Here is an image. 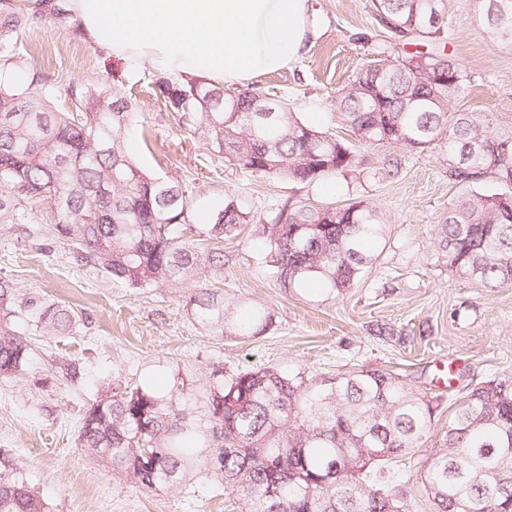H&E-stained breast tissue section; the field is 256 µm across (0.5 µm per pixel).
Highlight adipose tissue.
Segmentation results:
<instances>
[{
    "instance_id": "adipose-tissue-1",
    "label": "adipose tissue",
    "mask_w": 512,
    "mask_h": 512,
    "mask_svg": "<svg viewBox=\"0 0 512 512\" xmlns=\"http://www.w3.org/2000/svg\"><path fill=\"white\" fill-rule=\"evenodd\" d=\"M112 55L213 83L288 65L307 33V0H67Z\"/></svg>"
}]
</instances>
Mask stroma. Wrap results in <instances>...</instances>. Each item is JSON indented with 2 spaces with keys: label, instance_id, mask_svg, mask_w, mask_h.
Segmentation results:
<instances>
[{
  "label": "stroma",
  "instance_id": "stroma-1",
  "mask_svg": "<svg viewBox=\"0 0 512 512\" xmlns=\"http://www.w3.org/2000/svg\"><path fill=\"white\" fill-rule=\"evenodd\" d=\"M309 32L287 66L225 84L229 94L255 91L289 103L316 129L336 127L334 100L367 61L400 52L397 35L378 18L373 0H308ZM447 51L471 78L452 106L512 115V50L482 31L477 0H447ZM52 83L94 81L132 93L139 121L126 133L133 162L146 174L196 184L194 214L213 213L235 198L251 223L224 241V270L211 289L238 323L265 310L264 331L221 336L193 319L195 281L132 288L97 266L44 224H0V277L20 294L69 303L82 320L70 336L31 335L29 367L0 376V476L23 474L50 512H241L232 490L202 471L168 489L145 491L103 461L86 457L80 418L102 386L121 381L175 396L197 417L219 374L275 366L283 374L331 376L352 370L395 372L414 391L436 397L432 431L441 434L449 407L474 385L512 374V285L478 288L453 276L439 250L437 224L462 186L448 180L442 155L399 145L367 147L363 171L310 184H290L228 165L199 133L145 93L156 67L112 55L85 36L37 16L16 46ZM401 157L398 178L379 174ZM360 201L387 218L385 247L353 288L336 293L319 281L280 288L262 262L261 223L287 203ZM430 447L394 462L412 512H435L424 484Z\"/></svg>",
  "mask_w": 512,
  "mask_h": 512
}]
</instances>
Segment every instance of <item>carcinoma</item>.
<instances>
[{"instance_id":"1","label":"carcinoma","mask_w":512,"mask_h":512,"mask_svg":"<svg viewBox=\"0 0 512 512\" xmlns=\"http://www.w3.org/2000/svg\"><path fill=\"white\" fill-rule=\"evenodd\" d=\"M486 36L512 47V0H480ZM55 22L79 31L63 5L40 0ZM395 33L428 44L411 55L369 62L336 97V122L368 146L383 143L447 156L448 179L466 187L438 221L448 269L481 288L512 284V117L452 110L468 80L445 53V0H374ZM30 16L0 0V71L25 67L14 48ZM149 87L199 132L212 153L252 173L292 183L346 176L364 162L334 132L304 124L288 103L262 94L227 95L203 80L156 75ZM133 103L99 83L55 87L33 71L19 84L0 78V224H27L45 206L52 233L77 258L132 288L198 280L191 302L201 328L224 332L231 313L202 281L224 269L221 244L250 223L232 197L214 212L201 252L185 237L194 188L145 175L129 158L124 132ZM263 263L284 288L316 279L337 293L378 258L386 222L362 202L284 205L263 225ZM26 317L42 336H70L78 314L38 295L19 298L0 279V376L28 365ZM200 422L149 389L104 387L82 414L79 441L153 491L202 468L236 491L242 512H410L390 464L422 445L438 408L400 375L360 370L334 377L244 369L210 391ZM206 452L193 455L187 443ZM438 512H512V376L472 388L448 417L428 463ZM0 512H49L24 478L0 477Z\"/></svg>"}]
</instances>
